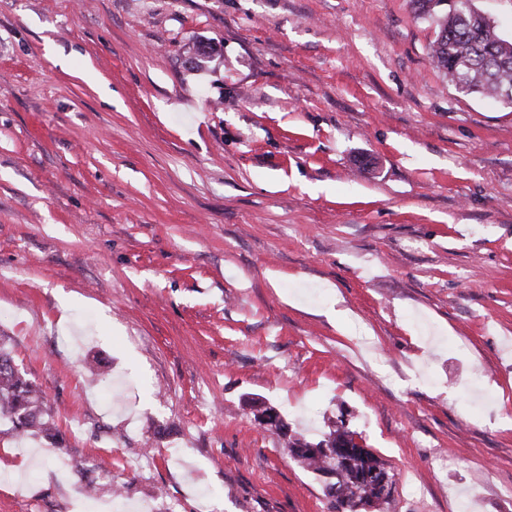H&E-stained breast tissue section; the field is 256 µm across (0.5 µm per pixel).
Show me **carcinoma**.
Returning <instances> with one entry per match:
<instances>
[{"instance_id":"carcinoma-1","label":"carcinoma","mask_w":512,"mask_h":512,"mask_svg":"<svg viewBox=\"0 0 512 512\" xmlns=\"http://www.w3.org/2000/svg\"><path fill=\"white\" fill-rule=\"evenodd\" d=\"M442 0H411L415 14L434 19L436 37L430 57L456 89L464 94L489 93L512 100V42L502 38L493 23L460 0L453 13H442ZM268 425L287 439L288 453L302 468L331 474L323 493L333 512H368L387 504L395 491V474L344 420L329 426L317 442L289 434L288 422L266 406ZM0 419L24 435L39 430L63 447L64 437L48 413L41 390L16 367L11 353L0 347Z\"/></svg>"}]
</instances>
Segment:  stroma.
Returning <instances> with one entry per match:
<instances>
[{"mask_svg":"<svg viewBox=\"0 0 512 512\" xmlns=\"http://www.w3.org/2000/svg\"><path fill=\"white\" fill-rule=\"evenodd\" d=\"M435 30L411 0H0V341L65 439L0 421V512H114L93 458L178 512H330L250 397L315 441L345 413L387 512H512V105Z\"/></svg>","mask_w":512,"mask_h":512,"instance_id":"obj_1","label":"stroma"}]
</instances>
